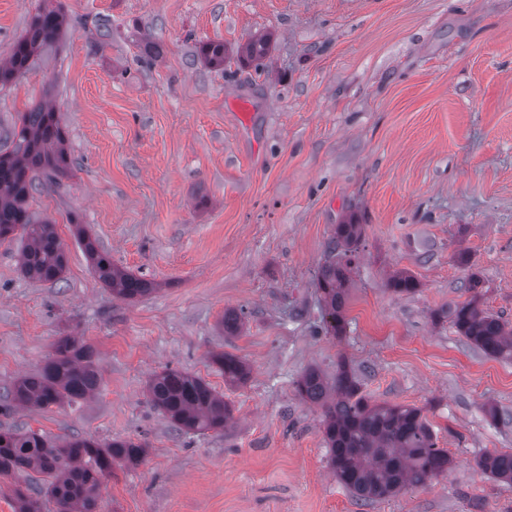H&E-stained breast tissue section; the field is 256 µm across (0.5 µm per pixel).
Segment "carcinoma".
<instances>
[{
	"label": "carcinoma",
	"mask_w": 512,
	"mask_h": 512,
	"mask_svg": "<svg viewBox=\"0 0 512 512\" xmlns=\"http://www.w3.org/2000/svg\"><path fill=\"white\" fill-rule=\"evenodd\" d=\"M65 22V15L56 8H41L31 15L26 34L14 43L8 60L0 63V85L25 73L40 50L59 37ZM202 54L211 66H224V43L211 41L203 45ZM265 55L263 37H253L241 48L244 60L261 61ZM18 123L12 148L0 153V240L22 231L26 239L20 259L22 273L32 280L54 282L66 269V254L54 225L35 221L26 204L35 189V172L67 173L68 135L55 108L46 103L21 113ZM76 232L98 281L113 295L134 300L155 291L153 282L112 264L111 255L99 249L82 228H76ZM362 238L363 225L355 217L336 225L316 275L320 303L334 329L343 321ZM388 286L409 294L418 284L413 276L399 272L390 277ZM446 315L460 336L484 354L512 357V328L484 310L479 295L474 293L469 300L449 307ZM212 362L224 373L228 385L239 386L249 380L250 368L237 356L216 353ZM100 384L92 348L66 337L57 343L54 355L40 371L14 385L0 409L71 403L94 394ZM295 388L302 400L322 409L323 434L333 472L359 499L381 500L425 487L448 472V452L437 447L435 433L422 409L373 401L363 393L347 362L339 363L330 379L309 368L296 380ZM148 395L152 404L186 433L222 431L233 418L224 398L203 378L187 372L166 369L154 374ZM142 455V446L128 440L100 442L72 436L57 441L31 429L0 431V473L34 472L44 476L42 491L55 501L58 512H98L102 479L112 475L116 463H136ZM479 467L512 482V452L488 453ZM14 494L16 512H41L38 500L19 488Z\"/></svg>",
	"instance_id": "obj_1"
}]
</instances>
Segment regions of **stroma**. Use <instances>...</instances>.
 <instances>
[{
	"label": "stroma",
	"mask_w": 512,
	"mask_h": 512,
	"mask_svg": "<svg viewBox=\"0 0 512 512\" xmlns=\"http://www.w3.org/2000/svg\"><path fill=\"white\" fill-rule=\"evenodd\" d=\"M45 6L67 29L0 86V150L19 113L56 108L70 170L37 174L28 207L54 223L67 265L28 279L24 239L0 241V396L67 336L95 349L102 387L0 414V431L144 443L139 465L104 480L100 512H512V482L477 466L512 452V358L445 316L475 274L512 325V0H0V58ZM259 35L260 67L237 54ZM210 41L223 68L199 55ZM352 213L365 234L336 333L315 274ZM78 223L157 291L113 296ZM402 270L416 293L388 287ZM230 310L244 315L236 336ZM217 352L246 361L245 385L225 384ZM343 359L372 400L422 409L446 475L366 503L339 484L322 412L295 382ZM166 369L223 395L224 431H177L151 404Z\"/></svg>",
	"instance_id": "35a3bbf8"
}]
</instances>
